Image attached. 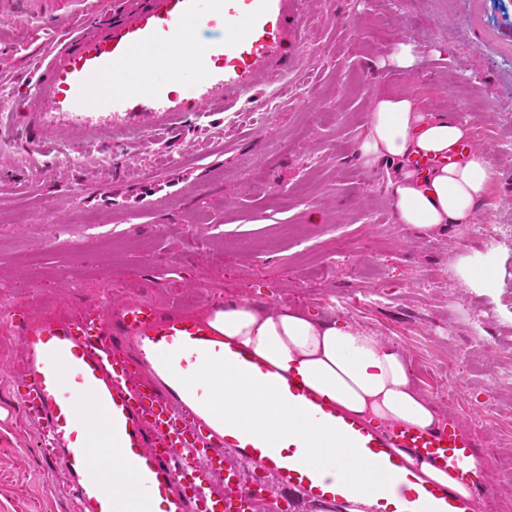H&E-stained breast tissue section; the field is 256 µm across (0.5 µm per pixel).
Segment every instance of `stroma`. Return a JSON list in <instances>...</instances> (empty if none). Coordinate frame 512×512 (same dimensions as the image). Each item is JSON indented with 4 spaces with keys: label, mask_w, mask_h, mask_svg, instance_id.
<instances>
[{
    "label": "stroma",
    "mask_w": 512,
    "mask_h": 512,
    "mask_svg": "<svg viewBox=\"0 0 512 512\" xmlns=\"http://www.w3.org/2000/svg\"><path fill=\"white\" fill-rule=\"evenodd\" d=\"M300 21L298 65L245 109L38 145L21 114L0 143V512H73L19 399L13 312L143 302L198 317L229 301L297 306L401 348L489 463L480 512H512V0H301ZM35 26L0 17V94L39 53ZM402 41L409 70L387 62ZM382 94L469 123L495 172L476 223L397 222L385 165L358 155ZM461 256L489 287L456 276Z\"/></svg>",
    "instance_id": "35a3bbf8"
}]
</instances>
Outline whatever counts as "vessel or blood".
I'll return each mask as SVG.
<instances>
[{
  "label": "vessel or blood",
  "instance_id": "vessel-or-blood-1",
  "mask_svg": "<svg viewBox=\"0 0 512 512\" xmlns=\"http://www.w3.org/2000/svg\"><path fill=\"white\" fill-rule=\"evenodd\" d=\"M0 11L34 17L46 29L58 20L53 0H0ZM200 20L201 33L194 28ZM182 36L197 45L189 68L154 80L144 67L148 49ZM301 44L297 0H143L117 19L92 17L53 38L23 81L27 95L0 99V140L11 139L10 115L19 110L38 115L31 128L39 140L60 125L128 127L147 135L163 115L173 120L226 111L286 77ZM106 78L112 89L99 92ZM19 339L24 408L44 423L46 447L68 472L67 493L77 512H246L274 486L299 490L316 504H350L354 490L305 465L294 445L271 446L230 425L213 427L203 389L180 382L208 355L276 385L288 403L341 431L390 475L402 473L400 448L456 472L465 471L473 454L457 417L426 431L371 425L181 310L134 303L116 311L47 315L20 325ZM164 353L172 356L173 379L137 377L136 364L159 362ZM82 400L105 413L113 446L137 470L143 488L138 502L113 498L102 470L87 456L99 441L77 412ZM216 473L224 476L220 491L212 484ZM406 492V484H388L377 491L374 512H397L396 499ZM418 495L429 512H464L448 487L425 485Z\"/></svg>",
  "mask_w": 512,
  "mask_h": 512
}]
</instances>
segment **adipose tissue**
Masks as SVG:
<instances>
[{"instance_id":"ef3b65f1","label":"adipose tissue","mask_w":512,"mask_h":512,"mask_svg":"<svg viewBox=\"0 0 512 512\" xmlns=\"http://www.w3.org/2000/svg\"><path fill=\"white\" fill-rule=\"evenodd\" d=\"M469 138L467 122L422 111L408 95L382 96L373 102L359 153L369 163L387 162L389 201L398 223L431 231L442 224L475 223L493 170L476 150L421 179L410 162ZM207 322L276 371L296 373L310 390L349 414L421 430L440 420L433 400L417 387L405 353L373 331L285 304L229 302L209 311ZM89 454L109 474L113 494L139 496L136 475L116 448H93Z\"/></svg>"}]
</instances>
